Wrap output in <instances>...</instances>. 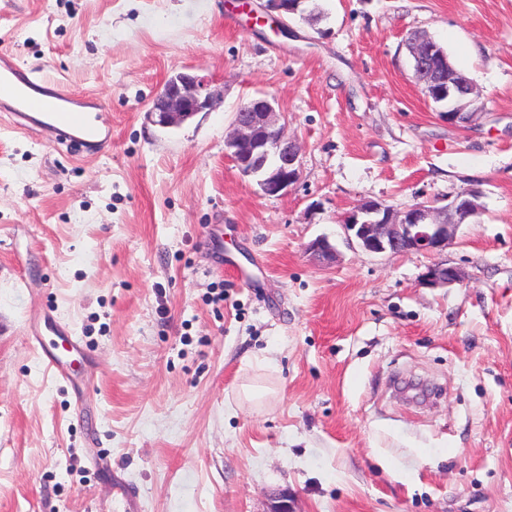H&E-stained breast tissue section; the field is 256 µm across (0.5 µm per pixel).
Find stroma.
Here are the masks:
<instances>
[{"mask_svg": "<svg viewBox=\"0 0 512 512\" xmlns=\"http://www.w3.org/2000/svg\"><path fill=\"white\" fill-rule=\"evenodd\" d=\"M0 0V54L97 98V156L0 117V512H512V0ZM423 32L483 109L452 125L413 74ZM217 90L176 129L175 73ZM274 98L299 179L264 196L224 147ZM475 189L442 258L348 242L362 200L404 211ZM335 264L306 253L317 237ZM92 351L94 400L57 382L32 314ZM268 388L258 403L242 385ZM266 1L263 6V12L267 15V17L272 19L274 23L273 31L275 34H280L281 36H288V24L284 21V17L289 14H295L299 12V9L303 5V3L307 0H290L296 1L297 7L291 8L289 7V3L285 4V1L288 0H264ZM273 13H277V16H274ZM217 94L205 80L179 72L166 80L148 110L151 121L162 128H176L210 108ZM463 279L461 269L449 264L448 259L433 262L422 275L423 283L431 287L450 286L463 282Z\"/></svg>", "mask_w": 512, "mask_h": 512, "instance_id": "stroma-1", "label": "stroma"}]
</instances>
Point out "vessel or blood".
<instances>
[{
	"label": "vessel or blood",
	"instance_id": "b4317fda",
	"mask_svg": "<svg viewBox=\"0 0 512 512\" xmlns=\"http://www.w3.org/2000/svg\"><path fill=\"white\" fill-rule=\"evenodd\" d=\"M97 106L95 98L73 94L39 72L21 69L10 57H0V111H6L15 129H45L56 142L71 148L107 142L112 129ZM53 329L55 336L48 339L41 328H34L31 340L46 367L69 384L73 381L70 357L84 355L86 346L66 325L57 322Z\"/></svg>",
	"mask_w": 512,
	"mask_h": 512
}]
</instances>
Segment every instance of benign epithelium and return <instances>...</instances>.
Wrapping results in <instances>:
<instances>
[{
    "instance_id": "obj_1",
    "label": "benign epithelium",
    "mask_w": 512,
    "mask_h": 512,
    "mask_svg": "<svg viewBox=\"0 0 512 512\" xmlns=\"http://www.w3.org/2000/svg\"><path fill=\"white\" fill-rule=\"evenodd\" d=\"M291 8L285 0H266L263 12L274 23L273 31L288 36L284 17L299 12L305 0H296ZM414 74L421 82L434 83L440 75L436 62L444 59L437 43L428 36L416 34L410 41ZM216 93L198 76L179 72L166 80L148 110L151 121L162 128H176L210 108ZM282 113L276 111L274 98L254 97L242 104L234 114L226 137L228 155L240 171L256 178L263 195L280 196L299 178V146L287 137L280 125ZM479 192L464 190L443 207L419 204L404 212L377 201H361L343 219L349 239L372 254L400 255L408 252L435 254L448 247L461 222L481 211L476 199ZM319 263L336 262L337 251L326 237L312 240L305 248ZM431 287L463 282L462 271L448 261H435L422 275Z\"/></svg>"
}]
</instances>
